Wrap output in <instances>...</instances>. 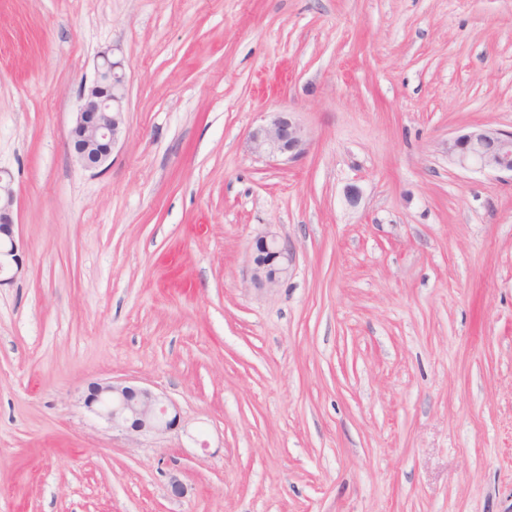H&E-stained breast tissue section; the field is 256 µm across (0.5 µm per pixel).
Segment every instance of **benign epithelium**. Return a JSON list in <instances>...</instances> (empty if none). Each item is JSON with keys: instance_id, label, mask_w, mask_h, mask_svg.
<instances>
[{"instance_id": "7a95c632", "label": "benign epithelium", "mask_w": 512, "mask_h": 512, "mask_svg": "<svg viewBox=\"0 0 512 512\" xmlns=\"http://www.w3.org/2000/svg\"><path fill=\"white\" fill-rule=\"evenodd\" d=\"M128 88L122 64L100 56L94 78L84 86L69 131L72 153L87 171L108 168L124 136ZM306 133L294 113L274 112L249 134L250 150L259 157L293 160L306 150ZM448 159L463 169L512 174V131L476 128L448 139ZM15 192L8 172L0 170V285L2 274L21 271L11 209ZM288 243L272 235L253 242L251 281L257 288H275L288 272ZM83 406L130 440L162 435L180 424L177 406L149 388L127 382H93Z\"/></svg>"}]
</instances>
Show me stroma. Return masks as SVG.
I'll list each match as a JSON object with an SVG mask.
<instances>
[{
    "mask_svg": "<svg viewBox=\"0 0 512 512\" xmlns=\"http://www.w3.org/2000/svg\"><path fill=\"white\" fill-rule=\"evenodd\" d=\"M106 50L95 174L69 130ZM281 109L288 163L247 145ZM478 127L512 130V0H0V512H512V175L447 154ZM108 380L180 427L113 431L78 403ZM85 85L69 131L72 153L87 171L108 168L124 136L128 88L122 64L103 54ZM14 203L15 192L11 177L7 171L0 169V285L10 282L22 268L11 217ZM14 266L16 268L14 274L8 278H2V274L13 270ZM288 243L272 235L253 242L251 281L257 288H276L288 272Z\"/></svg>",
    "mask_w": 512,
    "mask_h": 512,
    "instance_id": "stroma-1",
    "label": "stroma"
}]
</instances>
